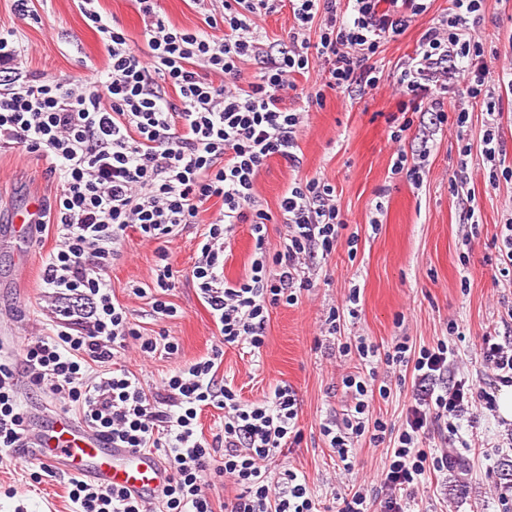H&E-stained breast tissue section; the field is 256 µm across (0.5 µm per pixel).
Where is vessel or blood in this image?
I'll return each mask as SVG.
<instances>
[{
  "instance_id": "b4317fda",
  "label": "vessel or blood",
  "mask_w": 512,
  "mask_h": 512,
  "mask_svg": "<svg viewBox=\"0 0 512 512\" xmlns=\"http://www.w3.org/2000/svg\"><path fill=\"white\" fill-rule=\"evenodd\" d=\"M41 209L40 199H33L29 208L6 226V233L17 242L33 237ZM33 443L41 464L52 472L89 476L137 499L159 495L169 481V472L157 457L117 447L62 413L47 421Z\"/></svg>"
}]
</instances>
